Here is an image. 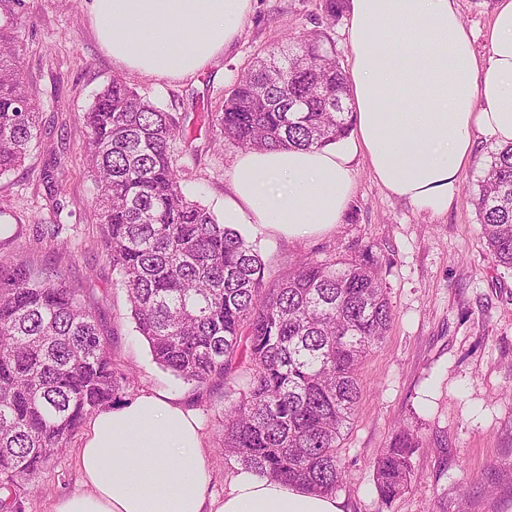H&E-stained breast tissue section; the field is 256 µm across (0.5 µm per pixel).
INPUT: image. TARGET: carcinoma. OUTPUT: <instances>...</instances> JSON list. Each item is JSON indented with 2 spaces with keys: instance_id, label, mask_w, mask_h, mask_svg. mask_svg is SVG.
<instances>
[{
  "instance_id": "carcinoma-1",
  "label": "carcinoma",
  "mask_w": 512,
  "mask_h": 512,
  "mask_svg": "<svg viewBox=\"0 0 512 512\" xmlns=\"http://www.w3.org/2000/svg\"><path fill=\"white\" fill-rule=\"evenodd\" d=\"M345 0H324L335 23ZM322 32L287 38L225 95L209 125L246 150L309 149L350 130L346 74ZM40 113L0 26V176L21 165ZM102 242L126 290L136 331L157 364L198 389L224 388V455L273 480L332 495L345 470L337 448L361 397L358 370L393 321L378 257L306 259L269 279L259 253L183 191L172 146L188 125L112 78L84 113ZM51 201L63 191L43 171ZM483 235L512 269V144L490 150L476 199ZM58 224L40 235L68 251ZM130 377L113 362L96 313L56 265L0 262V490L57 455ZM415 435L398 431L375 464L386 504L411 479Z\"/></svg>"
}]
</instances>
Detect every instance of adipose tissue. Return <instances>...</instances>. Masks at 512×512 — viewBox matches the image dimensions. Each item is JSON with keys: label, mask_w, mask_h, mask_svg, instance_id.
<instances>
[{"label": "adipose tissue", "mask_w": 512, "mask_h": 512, "mask_svg": "<svg viewBox=\"0 0 512 512\" xmlns=\"http://www.w3.org/2000/svg\"><path fill=\"white\" fill-rule=\"evenodd\" d=\"M251 0H91L114 62L179 78L238 37ZM353 129L306 150H247L234 166L224 221L295 239L331 231L364 157L375 180L420 211L447 212L480 141L512 142V0H497L477 54L457 0H350L343 31ZM81 490L54 512H344L342 502L238 468L209 490L201 424L169 392L95 415L78 454Z\"/></svg>", "instance_id": "adipose-tissue-1"}]
</instances>
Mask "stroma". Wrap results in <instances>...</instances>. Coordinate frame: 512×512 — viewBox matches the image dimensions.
Returning a JSON list of instances; mask_svg holds the SVG:
<instances>
[{
    "label": "stroma",
    "mask_w": 512,
    "mask_h": 512,
    "mask_svg": "<svg viewBox=\"0 0 512 512\" xmlns=\"http://www.w3.org/2000/svg\"><path fill=\"white\" fill-rule=\"evenodd\" d=\"M321 5L322 0H252L236 42L204 69L179 79L133 73L113 62L95 34L86 0H23L9 24L44 130L24 164L0 176V225L11 229L0 240V256L59 265L81 289L103 325L113 359L135 377L126 399L168 391L196 410L212 489L219 495L238 467L222 449L224 392L195 389L162 369L137 332L102 244L96 185L83 156V115L116 75L165 111L200 124L198 139L176 144V165L185 193L223 216L239 150L218 144L202 120L218 110L255 57L285 38L328 29L341 66H348L345 24L328 26ZM491 148V142H480L441 215L389 195L359 158L354 194L331 232L288 240L257 224L240 229L275 278L302 258L338 260L364 247L382 264L394 319L382 346L362 364L361 403L340 441L347 477L336 496L345 512H512V271L496 262L476 209ZM51 161L64 188L58 215L42 177ZM58 221L69 241L66 254L36 239L37 225ZM401 426L419 442L414 476L384 504L374 466ZM82 444V435H75L34 478L18 483L20 512H52L58 498L77 489Z\"/></svg>",
    "instance_id": "obj_1"
}]
</instances>
